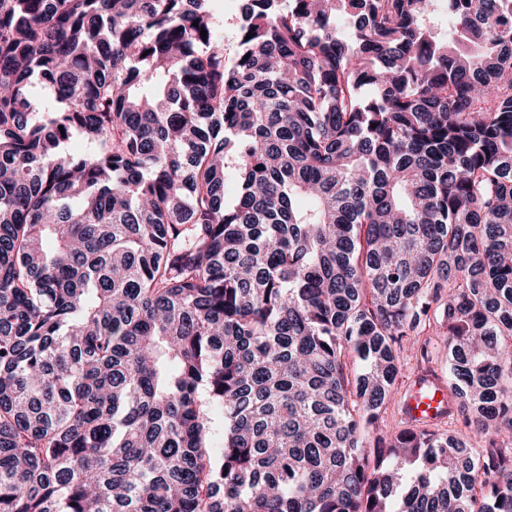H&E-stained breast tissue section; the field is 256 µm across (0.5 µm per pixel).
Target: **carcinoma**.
Here are the masks:
<instances>
[{
    "label": "carcinoma",
    "mask_w": 512,
    "mask_h": 512,
    "mask_svg": "<svg viewBox=\"0 0 512 512\" xmlns=\"http://www.w3.org/2000/svg\"><path fill=\"white\" fill-rule=\"evenodd\" d=\"M212 2L0 0V512H512V0ZM224 9V55L230 60L236 50V18L240 11V0H221L217 2ZM409 340L406 338L402 341L401 358L403 362L402 374L399 378V389L403 393L414 378L415 372L418 370L428 371L434 375H438L441 380L448 383V361L445 356V352L441 347H436L433 353L430 355L429 362L417 364L415 360L416 350L411 349ZM423 368V369H422ZM431 383L435 390L423 393L416 387L408 397L407 408L416 419L436 421L444 417L442 412L446 408V389L438 383Z\"/></svg>",
    "instance_id": "carcinoma-1"
}]
</instances>
